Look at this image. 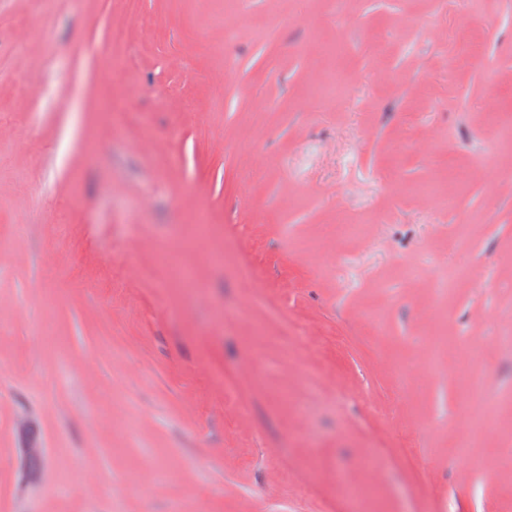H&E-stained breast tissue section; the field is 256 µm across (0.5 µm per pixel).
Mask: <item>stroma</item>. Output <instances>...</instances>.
<instances>
[{
    "instance_id": "stroma-1",
    "label": "stroma",
    "mask_w": 512,
    "mask_h": 512,
    "mask_svg": "<svg viewBox=\"0 0 512 512\" xmlns=\"http://www.w3.org/2000/svg\"><path fill=\"white\" fill-rule=\"evenodd\" d=\"M1 303L0 512H512V0H0Z\"/></svg>"
}]
</instances>
